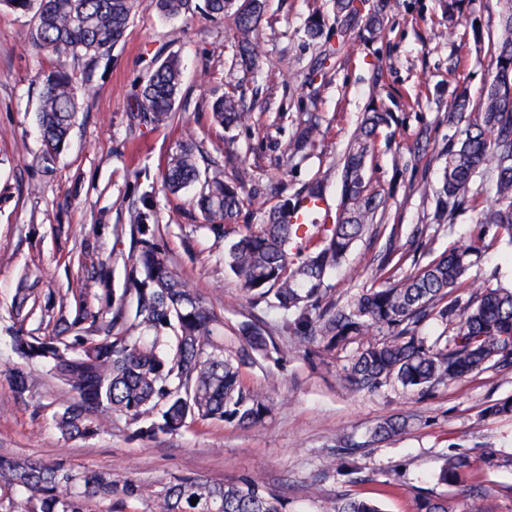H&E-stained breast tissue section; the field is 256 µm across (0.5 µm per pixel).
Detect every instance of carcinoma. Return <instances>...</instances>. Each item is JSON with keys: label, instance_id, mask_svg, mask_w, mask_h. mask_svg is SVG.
Returning a JSON list of instances; mask_svg holds the SVG:
<instances>
[{"label": "carcinoma", "instance_id": "obj_1", "mask_svg": "<svg viewBox=\"0 0 512 512\" xmlns=\"http://www.w3.org/2000/svg\"><path fill=\"white\" fill-rule=\"evenodd\" d=\"M494 44L496 72L477 107L465 92L448 99L446 119L456 134L448 139L441 187L435 191V218L443 223L472 210L485 231L512 244V0H503ZM166 18L192 15L196 0H0V7L33 13L36 47L57 56L94 62L112 51L142 6ZM210 18L233 24V61L243 71L258 67L259 25L266 0H205ZM89 78L76 81L60 67L46 79L37 110L42 137L38 163L49 167L74 126ZM182 96V64L175 54L155 60L138 86L130 118L137 127L167 126ZM213 121L225 128L244 124L239 85L229 86L211 105ZM391 115L373 110L362 116L342 161V195L334 224L317 225V235L288 223V213L309 197L321 196L324 183L313 182L295 203L283 200L263 208L259 224L245 225L239 238L224 248L225 270L236 279L242 297L262 315L241 325L246 346L224 354L219 339L224 323L174 271L160 245L162 226L154 223L150 195L128 210L130 264L126 288H102L92 304L86 292L73 294L74 308L29 304L33 289L18 288L12 318L22 324L40 313L54 323L51 333L23 331L10 335L18 359L6 379L18 395L33 386L32 368L41 367L69 401L54 414L64 439H86L109 430L112 417L123 416L146 437L173 435L196 421H221L243 429L264 423L271 413L266 397L246 387L241 368L279 346L266 333V318L279 319L281 331L302 345L319 343L331 353L351 343L360 349L343 368L342 378L356 389L386 384L422 393L455 383L487 368L512 366V287H472L468 273L480 253V240H457L440 258L391 281L394 250L378 261L383 284L361 291L341 304L325 285L352 245L378 232L375 220L381 193L366 178L378 128ZM317 118L303 120L290 153L313 147ZM491 171L492 202L480 198L476 177ZM164 189L178 193L200 185L194 203L215 237L252 203L243 182L224 179V164L208 155L186 133L161 171ZM435 318L449 336L430 342L421 327ZM408 416L379 422L373 437L385 440L410 424ZM495 466H512V457L491 453L458 455L443 460L436 480L443 485ZM29 492L17 507L15 494ZM149 500L155 512H283V502L260 479L219 484L178 477L157 488L115 479L99 470H76L63 461L46 465L29 456L0 457V512H92L97 500ZM196 503H190V500ZM336 512H381L359 497L336 501ZM416 512H453L448 500L433 494L416 499Z\"/></svg>", "mask_w": 512, "mask_h": 512}]
</instances>
